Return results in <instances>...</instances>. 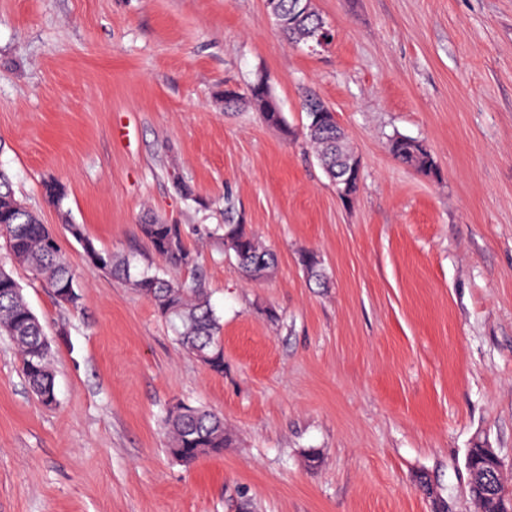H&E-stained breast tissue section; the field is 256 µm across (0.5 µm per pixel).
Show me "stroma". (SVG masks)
<instances>
[{
	"mask_svg": "<svg viewBox=\"0 0 512 512\" xmlns=\"http://www.w3.org/2000/svg\"><path fill=\"white\" fill-rule=\"evenodd\" d=\"M313 6L330 33L316 49L288 43L265 0H0V170L80 293L59 303L0 237L57 398L32 395L0 336V512H477L468 448L512 469V0ZM262 80L291 136L248 105ZM307 90L360 157L350 201L302 136ZM396 135L438 176L397 161ZM150 219L198 254L223 373L66 229L133 272L189 278L151 251ZM227 221L275 249L273 277L245 278L213 234ZM179 402L223 416L222 455H169ZM389 149L395 159L427 176L437 175L435 161L428 150L417 140L393 136ZM66 228L72 237L82 243L85 253H90L86 256L92 266L96 267L99 264L100 259L98 254H101L104 257V262L98 269L107 271L112 275H121L129 279L131 278L129 261L125 257L114 253H102L97 250L92 241L86 238L83 228L79 224H67ZM94 252L97 254H91ZM300 261L310 281H313L318 288L329 287L328 274L316 253L305 251L301 254Z\"/></svg>",
	"mask_w": 512,
	"mask_h": 512,
	"instance_id": "35a3bbf8",
	"label": "stroma"
}]
</instances>
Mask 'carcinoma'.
Returning <instances> with one entry per match:
<instances>
[{"label":"carcinoma","mask_w":512,"mask_h":512,"mask_svg":"<svg viewBox=\"0 0 512 512\" xmlns=\"http://www.w3.org/2000/svg\"><path fill=\"white\" fill-rule=\"evenodd\" d=\"M279 12L286 15L305 8V15L297 23L285 26L281 33L288 40L309 42L322 18L312 8L311 0H278ZM259 85H254L248 97L250 105L260 110L263 120L270 126L290 134L282 113L274 111V102L262 101ZM304 136L316 151L320 165L338 196L352 198L358 191L360 180L350 173L349 166L354 151L344 131L329 118L306 113ZM389 149L395 159L427 176L437 174L435 161L428 150L417 140L405 136L390 139ZM49 202L61 206L65 187L57 181L43 186ZM0 236L7 239L14 259L36 275L45 278L56 294L61 289L75 287L69 265L54 243V235L40 217L16 198L12 182L0 171ZM218 238L224 250L233 253L237 265L252 280L269 278L277 265V257L243 224H224ZM156 255L165 261L184 268H196V256L187 247L183 231L178 224H159L152 220L140 225ZM100 269L112 275L131 277L129 261L117 254H103ZM301 265L309 280L319 288L329 287V277L320 257L306 251L300 256ZM132 285L147 296L159 315L170 325L179 348L197 357L215 373H224V347L221 326L210 303L201 277L189 279L165 278L143 273ZM0 333L8 336L17 346L22 371L30 390L44 399V405L56 402L54 375L49 363L50 347L43 328L26 302L19 284L13 276L0 271ZM171 440L169 453L184 465L194 463L202 455H220L231 444V436L224 427V418L203 407L185 403L175 404L166 419Z\"/></svg>","instance_id":"1"}]
</instances>
